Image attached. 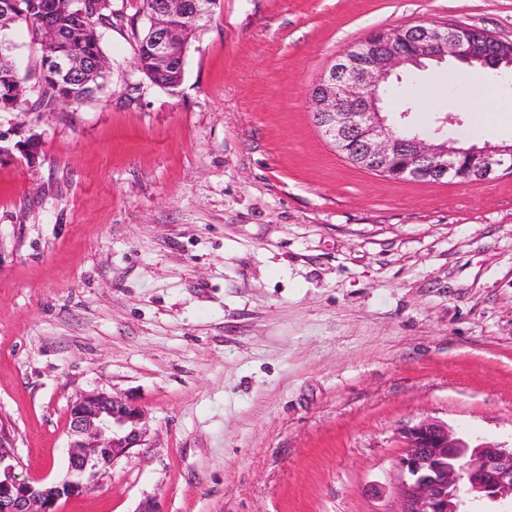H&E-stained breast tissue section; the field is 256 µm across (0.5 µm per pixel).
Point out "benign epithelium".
<instances>
[{
  "label": "benign epithelium",
  "instance_id": "7a95c632",
  "mask_svg": "<svg viewBox=\"0 0 512 512\" xmlns=\"http://www.w3.org/2000/svg\"><path fill=\"white\" fill-rule=\"evenodd\" d=\"M215 5L214 0H161L153 15V58L160 72L173 67L172 47L187 43L194 25ZM15 8V0L0 3L1 30L15 23ZM175 14L191 16L192 26H170L167 20ZM400 36L409 51L393 48L387 30L370 31L358 42L359 51L340 55L313 86L309 105L325 135L336 144L353 142L350 158L390 180L463 183L475 177L485 182L501 171L511 173L512 143L459 149L420 135L400 140L377 91L391 75L411 65L422 68L426 60L465 65L481 60L497 70L499 55L512 43L462 23L405 26ZM46 66L70 80L85 78L107 62L55 55ZM143 420V411L122 395H80L70 409L67 473L50 483L18 473L21 462L0 427V512H58L60 500L84 495L103 471L142 445ZM398 436L403 452L395 461L399 480L393 487L395 508L389 512H463V486L492 503L512 496V448L467 438L429 417L404 425Z\"/></svg>",
  "mask_w": 512,
  "mask_h": 512
}]
</instances>
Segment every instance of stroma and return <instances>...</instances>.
Wrapping results in <instances>:
<instances>
[{
    "instance_id": "obj_1",
    "label": "stroma",
    "mask_w": 512,
    "mask_h": 512,
    "mask_svg": "<svg viewBox=\"0 0 512 512\" xmlns=\"http://www.w3.org/2000/svg\"><path fill=\"white\" fill-rule=\"evenodd\" d=\"M101 31L105 86L0 112V423L62 479L79 395L146 415L131 457L61 512H390L398 429L512 445V174L393 181L339 156L308 103L371 29L448 21L512 41V0H219L175 90L134 66L142 0ZM9 54L36 99L41 49ZM457 62L402 71L430 114ZM492 127L512 141V88ZM35 143L37 158L21 150Z\"/></svg>"
}]
</instances>
